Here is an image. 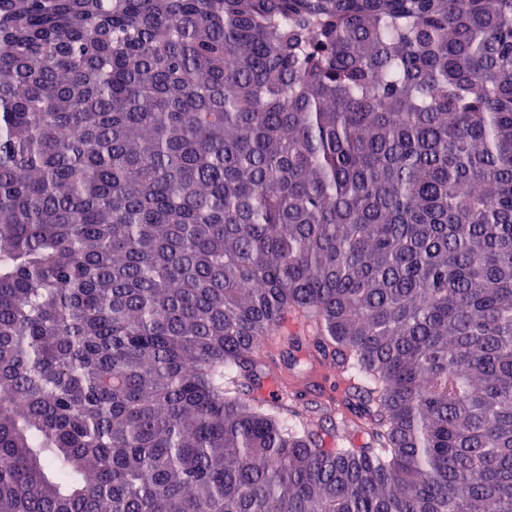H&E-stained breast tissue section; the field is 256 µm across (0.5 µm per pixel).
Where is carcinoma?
Returning <instances> with one entry per match:
<instances>
[{"mask_svg": "<svg viewBox=\"0 0 512 512\" xmlns=\"http://www.w3.org/2000/svg\"><path fill=\"white\" fill-rule=\"evenodd\" d=\"M312 358L340 403L260 395ZM0 459V512H512V0H0Z\"/></svg>", "mask_w": 512, "mask_h": 512, "instance_id": "cac0c4a2", "label": "carcinoma"}]
</instances>
